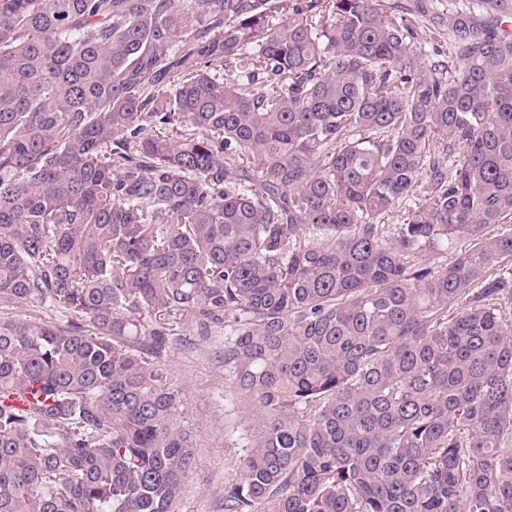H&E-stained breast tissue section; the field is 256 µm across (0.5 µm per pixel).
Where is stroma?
I'll use <instances>...</instances> for the list:
<instances>
[{
  "label": "stroma",
  "instance_id": "1",
  "mask_svg": "<svg viewBox=\"0 0 512 512\" xmlns=\"http://www.w3.org/2000/svg\"><path fill=\"white\" fill-rule=\"evenodd\" d=\"M421 37L424 63L447 60L448 10L454 0H390ZM173 379L183 390L186 418L199 449V464L186 484L182 512H224V486L248 450L239 441L253 419L252 407L230 394L224 381V329L201 335L194 328L177 337L169 357Z\"/></svg>",
  "mask_w": 512,
  "mask_h": 512
}]
</instances>
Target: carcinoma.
<instances>
[{
	"mask_svg": "<svg viewBox=\"0 0 512 512\" xmlns=\"http://www.w3.org/2000/svg\"><path fill=\"white\" fill-rule=\"evenodd\" d=\"M0 0V512H179L168 359L256 408L224 512H512V0ZM426 183L424 203L385 217ZM396 16L406 17L421 37L422 62L429 68L433 62H448V9L461 0H387ZM444 21V23H442ZM0 317L49 321L62 327H66L71 321H77L69 312L50 303H20L9 308H0Z\"/></svg>",
	"mask_w": 512,
	"mask_h": 512,
	"instance_id": "obj_1",
	"label": "carcinoma"
}]
</instances>
